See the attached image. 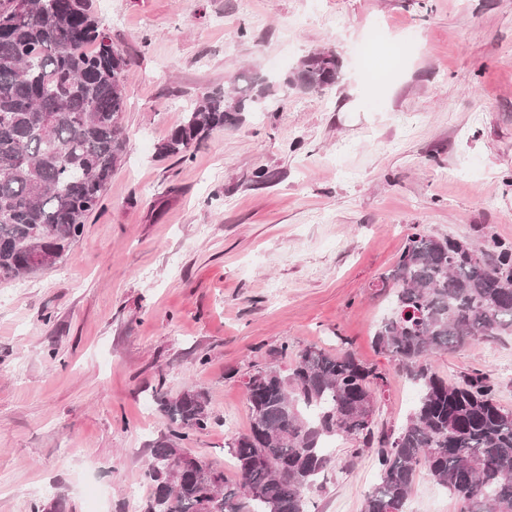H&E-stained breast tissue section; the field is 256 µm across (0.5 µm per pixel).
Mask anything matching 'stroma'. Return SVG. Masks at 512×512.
<instances>
[{"label":"stroma","mask_w":512,"mask_h":512,"mask_svg":"<svg viewBox=\"0 0 512 512\" xmlns=\"http://www.w3.org/2000/svg\"><path fill=\"white\" fill-rule=\"evenodd\" d=\"M129 62L126 152L56 267L0 282V512H129L147 498L160 395L206 393L214 424L185 449L234 479L244 379L272 349L350 346L386 373L374 431L418 388L372 344L378 284L413 227L512 243V0H95ZM246 36H239V29ZM336 53L332 89L275 84L267 111L190 160L157 148L199 99L255 70ZM273 173L263 186L255 169ZM490 374L512 410V334L435 358ZM311 512H361L371 450L336 441ZM414 512H460L420 471Z\"/></svg>","instance_id":"stroma-1"}]
</instances>
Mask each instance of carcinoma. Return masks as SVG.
I'll use <instances>...</instances> for the list:
<instances>
[{
	"instance_id": "cac0c4a2",
	"label": "carcinoma",
	"mask_w": 512,
	"mask_h": 512,
	"mask_svg": "<svg viewBox=\"0 0 512 512\" xmlns=\"http://www.w3.org/2000/svg\"><path fill=\"white\" fill-rule=\"evenodd\" d=\"M128 63L92 10V0H0V282L62 262L100 206L126 150L122 125ZM329 51L306 56L284 83L302 92L334 86ZM269 78H237L234 95L206 93L161 143L159 154L188 159L210 133L260 112ZM391 313L373 343L421 390L396 431L375 436L374 409L386 375L349 350L309 346L285 373L273 361L244 383L249 431L225 442L236 478L197 461L182 467V445L212 420L202 391L161 399L173 423L152 445L143 512H201L220 497L223 512H310L307 493L331 464L332 439L377 445L378 480L362 512H406L419 469L463 504L462 512H512V411L485 373L448 383L430 358L471 340L512 333V244L464 249L417 229L382 280Z\"/></svg>"
}]
</instances>
